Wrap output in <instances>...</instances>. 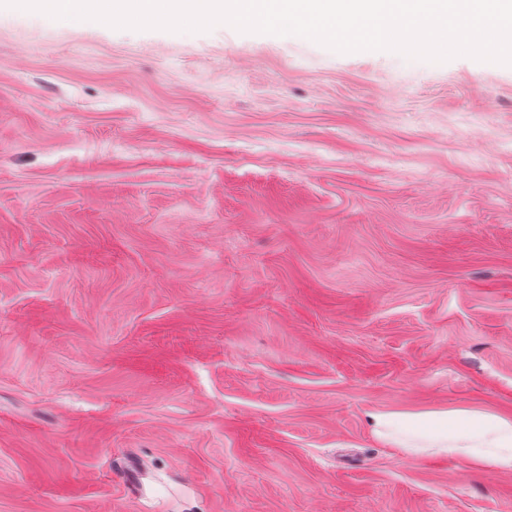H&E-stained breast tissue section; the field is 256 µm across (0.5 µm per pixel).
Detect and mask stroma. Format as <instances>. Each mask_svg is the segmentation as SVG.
<instances>
[{
	"label": "stroma",
	"mask_w": 512,
	"mask_h": 512,
	"mask_svg": "<svg viewBox=\"0 0 512 512\" xmlns=\"http://www.w3.org/2000/svg\"><path fill=\"white\" fill-rule=\"evenodd\" d=\"M512 417V67L0 8V512H512L374 410Z\"/></svg>",
	"instance_id": "obj_1"
}]
</instances>
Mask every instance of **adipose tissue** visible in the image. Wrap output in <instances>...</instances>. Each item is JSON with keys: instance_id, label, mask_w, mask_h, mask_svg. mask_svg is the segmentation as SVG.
<instances>
[{"instance_id": "ef3b65f1", "label": "adipose tissue", "mask_w": 512, "mask_h": 512, "mask_svg": "<svg viewBox=\"0 0 512 512\" xmlns=\"http://www.w3.org/2000/svg\"><path fill=\"white\" fill-rule=\"evenodd\" d=\"M369 418L375 435L406 456L444 454L476 468L512 472V417L452 409L422 414L375 411Z\"/></svg>"}]
</instances>
